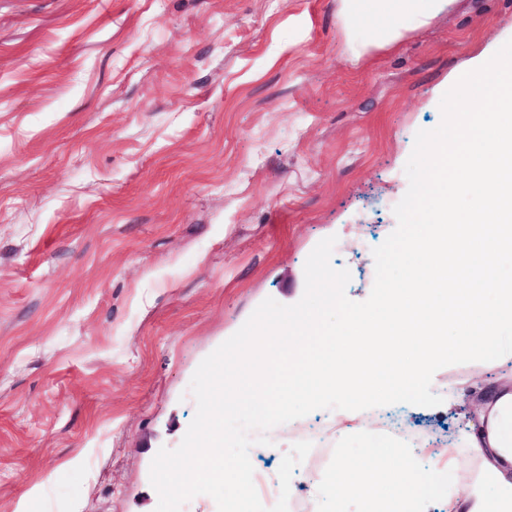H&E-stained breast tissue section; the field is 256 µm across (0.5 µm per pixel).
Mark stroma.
Here are the masks:
<instances>
[{"label":"stroma","instance_id":"1","mask_svg":"<svg viewBox=\"0 0 512 512\" xmlns=\"http://www.w3.org/2000/svg\"><path fill=\"white\" fill-rule=\"evenodd\" d=\"M338 8L0 0V512H155L151 462L195 416L197 367L266 298H302L320 240L369 297L415 136L443 85L512 41V0H456L358 60ZM511 372L438 368L428 404L379 418L447 447L463 382L475 397ZM234 417L252 437L225 429V454L294 442L288 512L360 452L333 398L287 430Z\"/></svg>","mask_w":512,"mask_h":512}]
</instances>
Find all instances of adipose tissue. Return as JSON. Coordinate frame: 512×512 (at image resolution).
I'll return each instance as SVG.
<instances>
[{
  "instance_id": "adipose-tissue-1",
  "label": "adipose tissue",
  "mask_w": 512,
  "mask_h": 512,
  "mask_svg": "<svg viewBox=\"0 0 512 512\" xmlns=\"http://www.w3.org/2000/svg\"><path fill=\"white\" fill-rule=\"evenodd\" d=\"M453 0H340L338 22L353 57L394 45L426 27ZM372 37H352L355 27ZM512 57L489 45L469 62L465 98L445 88L448 135L423 147L425 181L414 203L439 212L430 231L409 238L395 259L401 279L383 289L377 304L347 305L333 328L298 308L290 320L266 322L257 336L239 337L225 351L224 367L236 386L210 403L208 430L190 442L177 473L158 475L161 493H189L201 475L232 478L225 512H246L253 472L248 457H225L223 410L269 400L270 411L293 424L301 406L326 397L342 405L340 438L357 437L363 453L337 456L334 472L316 484L313 512H512V380L483 394L457 443L423 460L402 438L377 426L374 408L427 401V376L442 365L485 367L512 362V279L498 267L512 258ZM458 166L461 177L449 174ZM474 196L457 211L458 182ZM478 459L464 484L456 475L466 457Z\"/></svg>"
}]
</instances>
